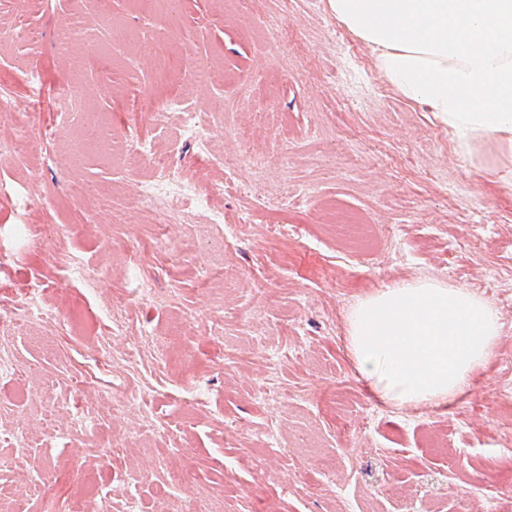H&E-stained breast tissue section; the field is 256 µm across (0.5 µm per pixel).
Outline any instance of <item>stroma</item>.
Returning a JSON list of instances; mask_svg holds the SVG:
<instances>
[{
	"mask_svg": "<svg viewBox=\"0 0 512 512\" xmlns=\"http://www.w3.org/2000/svg\"><path fill=\"white\" fill-rule=\"evenodd\" d=\"M245 7L180 0L173 19L133 0H0L15 33L0 44L15 113L0 135L25 127L35 152L29 165L0 159V309L21 312L35 285L46 312L0 337L18 373L0 378V512H183L191 500L203 512H490L488 475L512 459V192L498 187L512 141L454 140L395 92L327 0ZM103 12L119 39L98 26ZM245 14L278 20V42ZM177 23L196 28L192 46L143 52ZM104 42L108 69L88 53ZM201 65L210 81L193 80ZM65 80L114 138L170 154L205 208L176 224L142 211L150 168L80 143L55 106ZM177 89L207 145L182 136L181 113L153 116ZM337 209L382 238L352 248L329 222ZM18 224L62 234L24 243ZM426 279L487 300L502 331L453 406L402 411L359 378L348 314Z\"/></svg>",
	"mask_w": 512,
	"mask_h": 512,
	"instance_id": "35a3bbf8",
	"label": "stroma"
}]
</instances>
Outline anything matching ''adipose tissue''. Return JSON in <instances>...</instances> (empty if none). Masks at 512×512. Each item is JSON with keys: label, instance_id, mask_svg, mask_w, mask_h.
I'll return each instance as SVG.
<instances>
[{"label": "adipose tissue", "instance_id": "1", "mask_svg": "<svg viewBox=\"0 0 512 512\" xmlns=\"http://www.w3.org/2000/svg\"><path fill=\"white\" fill-rule=\"evenodd\" d=\"M386 81L462 138L512 136V0H328ZM496 309L464 288L398 284L358 302L346 349L382 404L446 407L494 355Z\"/></svg>", "mask_w": 512, "mask_h": 512}]
</instances>
